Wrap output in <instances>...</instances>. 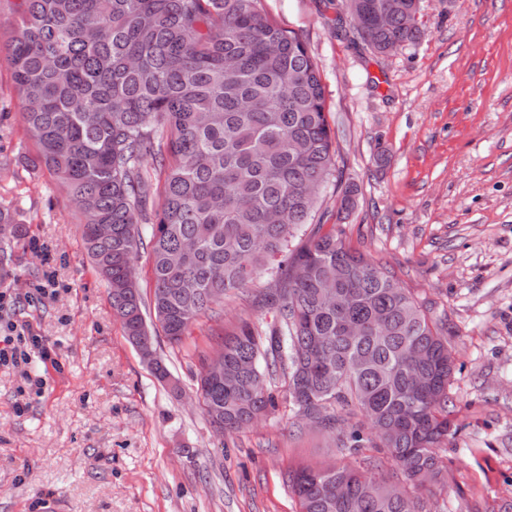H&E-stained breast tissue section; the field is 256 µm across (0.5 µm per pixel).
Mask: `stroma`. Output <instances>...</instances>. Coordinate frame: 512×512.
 Segmentation results:
<instances>
[{
  "mask_svg": "<svg viewBox=\"0 0 512 512\" xmlns=\"http://www.w3.org/2000/svg\"><path fill=\"white\" fill-rule=\"evenodd\" d=\"M422 38L364 49L334 0H262L315 58L337 170L316 218L429 303L453 328L448 483L430 512H512V0H420ZM11 65L0 54V205L27 235L0 276V325L42 336L53 363L0 366V512H300L286 473L349 461L302 423L284 380L276 410L218 432L197 394L202 357L244 321L272 323L262 274L157 350L158 381L126 340L81 236L82 215L34 156ZM359 192L338 216L342 189ZM53 272L54 292L37 286ZM39 375L33 386L26 373Z\"/></svg>",
  "mask_w": 512,
  "mask_h": 512,
  "instance_id": "obj_1",
  "label": "stroma"
}]
</instances>
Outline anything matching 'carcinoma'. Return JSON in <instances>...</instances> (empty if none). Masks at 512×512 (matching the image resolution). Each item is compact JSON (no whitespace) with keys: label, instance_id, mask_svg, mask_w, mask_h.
Listing matches in <instances>:
<instances>
[{"label":"carcinoma","instance_id":"carcinoma-1","mask_svg":"<svg viewBox=\"0 0 512 512\" xmlns=\"http://www.w3.org/2000/svg\"><path fill=\"white\" fill-rule=\"evenodd\" d=\"M342 3L374 52L423 34L389 0ZM19 12L10 62L32 163L83 214L87 253L126 339L158 344L134 275L141 224L150 225V309L171 344L226 294L275 271L265 296L275 323L221 335L224 378L200 374L210 423L235 433L266 417L276 407L267 384L281 376L296 416H320L351 455L384 449L405 483L395 494L358 461L299 466L288 487L300 512H430L406 487L444 480L453 347L427 304L336 228L319 224L292 245L318 203L310 188L336 168L319 68L300 37L261 0H19ZM98 224L112 235L98 237ZM22 235L0 207V271ZM356 324L361 334L347 335ZM352 411L365 423L351 422Z\"/></svg>","mask_w":512,"mask_h":512}]
</instances>
